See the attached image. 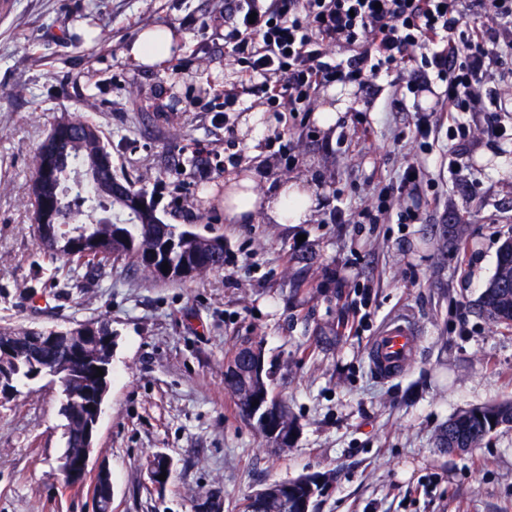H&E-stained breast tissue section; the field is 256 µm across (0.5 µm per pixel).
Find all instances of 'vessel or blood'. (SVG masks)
<instances>
[{
    "instance_id": "b4317fda",
    "label": "vessel or blood",
    "mask_w": 512,
    "mask_h": 512,
    "mask_svg": "<svg viewBox=\"0 0 512 512\" xmlns=\"http://www.w3.org/2000/svg\"><path fill=\"white\" fill-rule=\"evenodd\" d=\"M416 348L413 324L403 318L390 321L373 339L368 356L373 370L392 378L405 371Z\"/></svg>"
}]
</instances>
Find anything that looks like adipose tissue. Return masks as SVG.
I'll list each match as a JSON object with an SVG mask.
<instances>
[{
  "label": "adipose tissue",
  "instance_id": "ef3b65f1",
  "mask_svg": "<svg viewBox=\"0 0 512 512\" xmlns=\"http://www.w3.org/2000/svg\"><path fill=\"white\" fill-rule=\"evenodd\" d=\"M168 28L144 29L129 46L127 57L135 66L161 69L171 50L158 47L159 39H171ZM316 207L312 189L298 181H281L271 193H262L252 175L228 180L224 185V220L229 224H246L256 214H265L274 224H304L311 220Z\"/></svg>",
  "mask_w": 512,
  "mask_h": 512
}]
</instances>
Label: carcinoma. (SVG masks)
<instances>
[{"instance_id":"obj_1","label":"carcinoma","mask_w":512,"mask_h":512,"mask_svg":"<svg viewBox=\"0 0 512 512\" xmlns=\"http://www.w3.org/2000/svg\"><path fill=\"white\" fill-rule=\"evenodd\" d=\"M76 121L88 131L75 135L70 160L66 168L72 170L81 164L91 165L107 148L99 130L89 121L80 117ZM145 197L142 187H135L126 176L112 171V181L97 183L83 191L75 190L71 180L60 174V183L46 184L33 189V219L39 245L49 253L69 262L107 261L114 256L127 258L136 270L158 280H195L203 273L224 266V258H214V252L224 246L221 238H207L187 228L166 224L157 214L153 200H148L143 209H133L127 204L128 197ZM116 207L125 214H111L90 221L95 210L107 211V206ZM168 269L181 272L179 276H168L162 271V264ZM478 311L492 322L512 326V237L504 238L497 253L496 267L476 300ZM95 332L88 337L87 352L91 360L79 370L68 365V348L62 343L43 346L29 339L31 332L26 329L0 327V336L9 337L12 346L0 347V367H20L16 381L28 378L25 370L31 362L47 369H55L66 379L63 388V415L66 419V450L72 455L80 454L85 447L88 419L81 415L84 404L89 401L88 393L98 397L107 396V376H97V369L108 371L112 357V342L104 337L112 335L109 324L97 322L76 323L67 331L80 333L88 328ZM239 414L247 418L252 402L263 397L269 403L270 383L265 376L247 377L244 381L228 382ZM275 421L277 434L273 435L265 425L254 429L271 446L286 450L285 439L296 430V421L282 404H277ZM512 426V400L500 401L480 407L463 410L448 419L435 437L436 447L442 453H455L463 448L469 453L481 447L485 439L500 427ZM307 497L299 479L292 480L288 498L277 497L268 512H296V504Z\"/></svg>"}]
</instances>
